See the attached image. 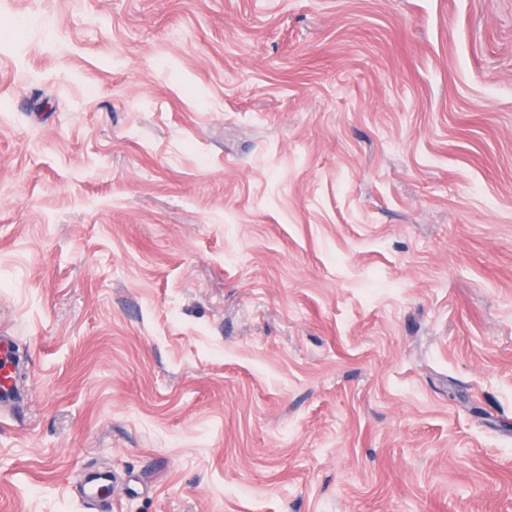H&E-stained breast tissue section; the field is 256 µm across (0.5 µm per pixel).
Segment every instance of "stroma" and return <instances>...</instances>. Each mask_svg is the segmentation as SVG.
<instances>
[{
    "instance_id": "obj_1",
    "label": "stroma",
    "mask_w": 512,
    "mask_h": 512,
    "mask_svg": "<svg viewBox=\"0 0 512 512\" xmlns=\"http://www.w3.org/2000/svg\"><path fill=\"white\" fill-rule=\"evenodd\" d=\"M0 336V512H512V0H0Z\"/></svg>"
}]
</instances>
